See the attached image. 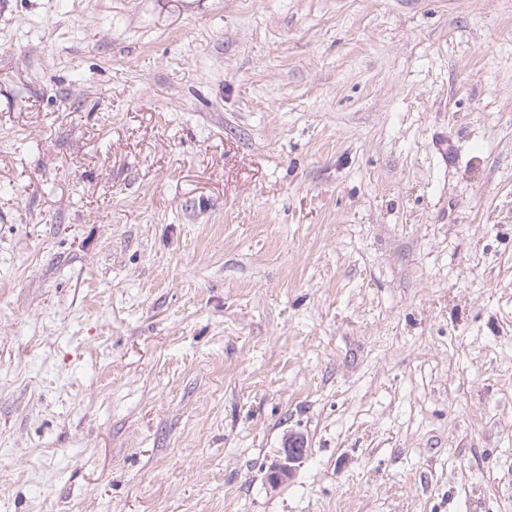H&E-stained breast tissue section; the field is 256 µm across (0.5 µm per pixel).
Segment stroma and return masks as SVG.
<instances>
[{
    "label": "stroma",
    "mask_w": 512,
    "mask_h": 512,
    "mask_svg": "<svg viewBox=\"0 0 512 512\" xmlns=\"http://www.w3.org/2000/svg\"><path fill=\"white\" fill-rule=\"evenodd\" d=\"M0 512H512V0H0ZM303 440L294 435L287 436L278 449L275 459L268 468L267 480L272 486H279L288 481L292 475L294 465L306 455L307 448H303Z\"/></svg>",
    "instance_id": "stroma-1"
}]
</instances>
